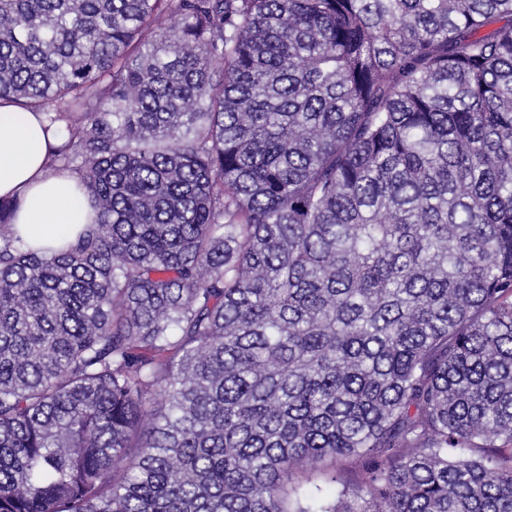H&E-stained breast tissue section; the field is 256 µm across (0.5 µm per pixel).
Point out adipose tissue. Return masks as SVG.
<instances>
[{"instance_id":"adipose-tissue-1","label":"adipose tissue","mask_w":512,"mask_h":512,"mask_svg":"<svg viewBox=\"0 0 512 512\" xmlns=\"http://www.w3.org/2000/svg\"><path fill=\"white\" fill-rule=\"evenodd\" d=\"M59 144L43 114L0 104V197L19 200L14 224L32 246L51 250L75 242L89 222L73 201L77 176L49 167Z\"/></svg>"}]
</instances>
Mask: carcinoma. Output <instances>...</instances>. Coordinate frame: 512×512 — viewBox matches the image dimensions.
I'll return each mask as SVG.
<instances>
[{"label":"carcinoma","mask_w":512,"mask_h":512,"mask_svg":"<svg viewBox=\"0 0 512 512\" xmlns=\"http://www.w3.org/2000/svg\"><path fill=\"white\" fill-rule=\"evenodd\" d=\"M0 100V512H512V0H0ZM43 114L24 112L12 103L0 106V197L20 200L13 224L34 247L56 250L73 243L89 224L77 208L73 191L77 176L51 170L48 152L61 142Z\"/></svg>","instance_id":"obj_1"}]
</instances>
